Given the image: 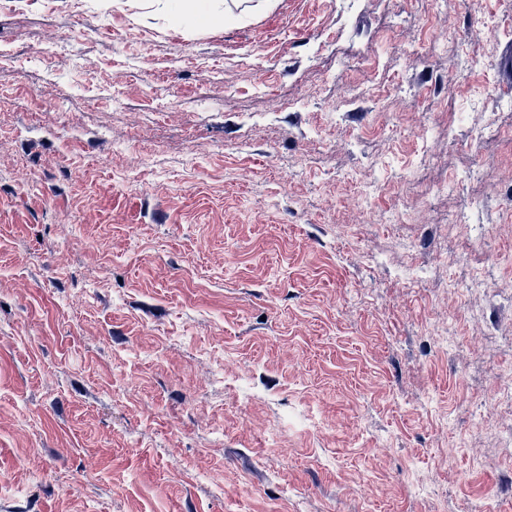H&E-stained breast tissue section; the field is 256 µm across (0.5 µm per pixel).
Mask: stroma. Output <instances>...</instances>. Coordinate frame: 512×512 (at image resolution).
<instances>
[{"label":"stroma","mask_w":512,"mask_h":512,"mask_svg":"<svg viewBox=\"0 0 512 512\" xmlns=\"http://www.w3.org/2000/svg\"><path fill=\"white\" fill-rule=\"evenodd\" d=\"M511 189L512 0H0V512H512Z\"/></svg>","instance_id":"1"}]
</instances>
